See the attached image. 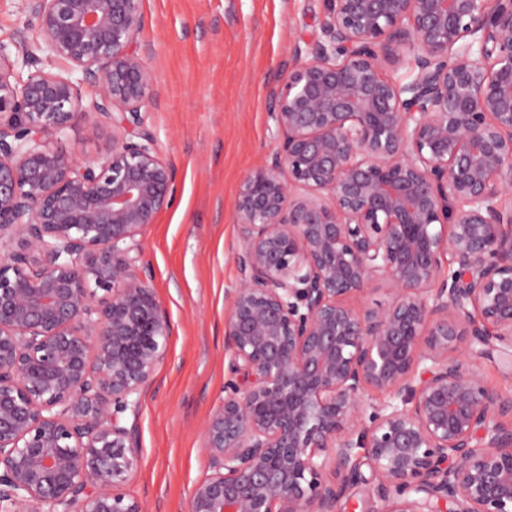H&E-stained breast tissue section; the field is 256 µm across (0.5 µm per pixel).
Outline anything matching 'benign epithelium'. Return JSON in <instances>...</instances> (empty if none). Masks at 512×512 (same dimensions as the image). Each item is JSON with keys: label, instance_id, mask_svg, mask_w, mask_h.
I'll list each match as a JSON object with an SVG mask.
<instances>
[{"label": "benign epithelium", "instance_id": "1", "mask_svg": "<svg viewBox=\"0 0 512 512\" xmlns=\"http://www.w3.org/2000/svg\"><path fill=\"white\" fill-rule=\"evenodd\" d=\"M24 2L36 41H0V512H147L125 417L172 326L137 236L174 171L143 126V0ZM329 4L235 200V380L185 512H338L365 461L371 512H512V392L475 366L512 352V0ZM40 53L89 95L22 78ZM90 114L112 148L83 159L63 138ZM377 280L389 300L352 307Z\"/></svg>", "mask_w": 512, "mask_h": 512}]
</instances>
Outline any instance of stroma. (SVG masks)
I'll return each mask as SVG.
<instances>
[{
	"label": "stroma",
	"instance_id": "35a3bbf8",
	"mask_svg": "<svg viewBox=\"0 0 512 512\" xmlns=\"http://www.w3.org/2000/svg\"><path fill=\"white\" fill-rule=\"evenodd\" d=\"M137 36L155 70L144 114L175 171L173 203L139 237L150 282L172 324L168 355L136 421L137 466L124 490L148 512H184L210 472L203 430L231 376L224 316L238 278L235 199L277 147L273 91L296 46L315 42L326 0H143ZM66 144L95 158L112 125L78 120Z\"/></svg>",
	"mask_w": 512,
	"mask_h": 512
}]
</instances>
